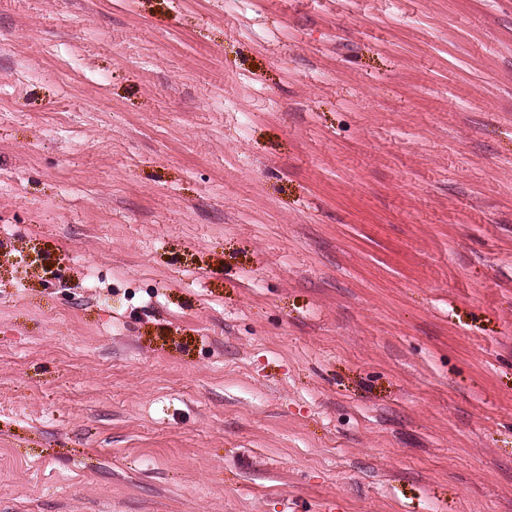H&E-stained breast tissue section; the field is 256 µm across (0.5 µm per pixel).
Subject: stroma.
I'll list each match as a JSON object with an SVG mask.
<instances>
[{"label": "stroma", "instance_id": "35a3bbf8", "mask_svg": "<svg viewBox=\"0 0 512 512\" xmlns=\"http://www.w3.org/2000/svg\"><path fill=\"white\" fill-rule=\"evenodd\" d=\"M0 512H512V0H0Z\"/></svg>", "mask_w": 512, "mask_h": 512}]
</instances>
